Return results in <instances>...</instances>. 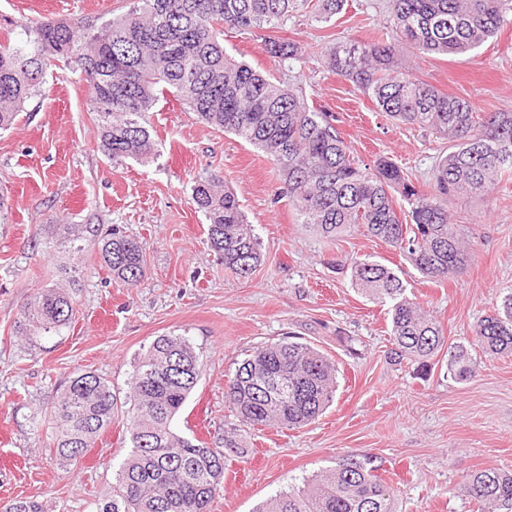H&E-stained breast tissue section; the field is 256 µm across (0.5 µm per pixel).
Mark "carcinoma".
I'll return each mask as SVG.
<instances>
[{"label":"carcinoma","mask_w":512,"mask_h":512,"mask_svg":"<svg viewBox=\"0 0 512 512\" xmlns=\"http://www.w3.org/2000/svg\"><path fill=\"white\" fill-rule=\"evenodd\" d=\"M310 0H134L125 13L90 28L78 19L42 18L25 26L26 39L0 44V130L9 129L25 102L39 92L53 59L74 65L91 95L105 156L115 163H146L158 152L146 113L171 94L208 126L261 150L277 166L281 195L300 223L327 238L357 228L403 252L424 276L446 280L467 265V224L451 219V201L489 191L512 172V112L478 114L402 70V48L457 55L489 38L512 12V0H386L391 40H349L325 51L329 70L369 96L377 109L403 125L448 141L449 152L432 172L430 191L419 190L391 160L356 164L330 116L313 112L303 96L227 55L224 33L264 29L267 54L280 60L297 47L275 35L288 13ZM408 207L400 222L394 195ZM193 201L208 221L211 249L224 268L246 278L261 259L258 238L235 195L220 177L195 182ZM63 243L73 255L85 249L89 225L66 224ZM112 279L131 288L146 277L139 242L112 232L98 242ZM351 284L389 305L390 339L398 362L425 374L444 344L442 327L423 305L406 297L400 278L368 259L350 267ZM73 315L68 290L35 294L16 322L28 340L58 335ZM476 337L485 353L512 355V294L480 321ZM448 375H474L468 347H448ZM336 364L311 345L288 339L251 350L229 379L225 401L246 426L300 428L329 407ZM199 356L183 336H160L141 353L131 377L132 448L120 467L112 499L98 512H209L224 480L225 451L247 452L236 436L224 447L192 441L172 429L198 382ZM117 398L105 378L83 372L53 401L49 419L55 450L76 460L112 424ZM367 456H346L302 490L283 492L254 512H393V491ZM466 493L478 512H512V471L473 472ZM3 512H43L35 500L16 498Z\"/></svg>","instance_id":"1"}]
</instances>
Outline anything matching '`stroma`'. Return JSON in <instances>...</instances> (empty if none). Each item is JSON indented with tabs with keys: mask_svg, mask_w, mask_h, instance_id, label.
Instances as JSON below:
<instances>
[{
	"mask_svg": "<svg viewBox=\"0 0 512 512\" xmlns=\"http://www.w3.org/2000/svg\"><path fill=\"white\" fill-rule=\"evenodd\" d=\"M130 0H0V42L23 38L42 17L100 25ZM386 25V0H344L329 20L314 8L288 16L278 35L298 47L278 60L265 33H225L236 59L302 90L308 105L332 115L357 163L392 158L417 185H427L446 141L379 112L352 83L324 64L333 44L364 39ZM413 76L469 101L475 111L512 109V15L497 35L458 56L404 50ZM146 121L154 161L115 164L100 150L90 94L78 74L55 62L12 127L0 131V506L14 498L44 512H96L109 498L130 448L133 365L159 336L179 335L199 355L200 376L174 431L222 444L239 427L250 451L227 454L224 482L211 512H253L279 493L304 487L347 455L373 457L393 488L396 512H476L464 492L475 471L512 470V356L475 345V327L512 293V177L489 194L454 200L458 223L473 227L465 272L444 281L423 276L403 254L353 230L331 240L299 224L281 198L276 165L255 147L201 123L173 97ZM214 175L237 197L260 242L261 261L237 277L207 240V221L192 201L195 181ZM39 224L119 228L143 248L147 275L125 288L89 244L77 259ZM371 259L393 268L408 297L423 303L446 344L470 346L474 376L450 378L444 355L430 374L390 357L388 309L352 287L345 267ZM79 268L74 312L61 335L28 344L14 325L30 298ZM300 337L335 362L331 406L294 430L239 426L225 383L248 350ZM112 384V424L76 461L53 452L47 412L59 389L80 372Z\"/></svg>",
	"mask_w": 512,
	"mask_h": 512,
	"instance_id": "35a3bbf8",
	"label": "stroma"
}]
</instances>
